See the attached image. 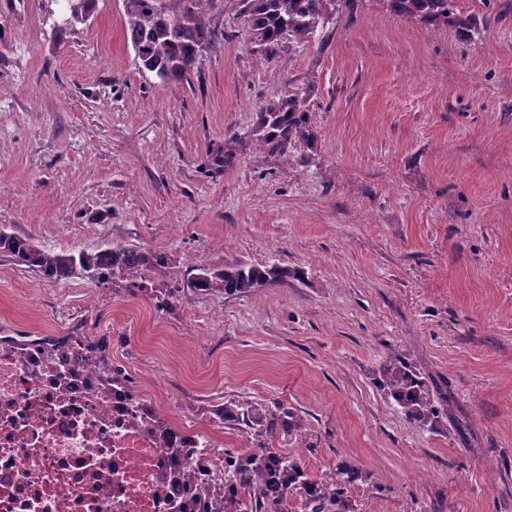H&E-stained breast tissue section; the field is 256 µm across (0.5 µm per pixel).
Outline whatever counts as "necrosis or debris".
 Returning a JSON list of instances; mask_svg holds the SVG:
<instances>
[{
	"instance_id": "necrosis-or-debris-1",
	"label": "necrosis or debris",
	"mask_w": 512,
	"mask_h": 512,
	"mask_svg": "<svg viewBox=\"0 0 512 512\" xmlns=\"http://www.w3.org/2000/svg\"><path fill=\"white\" fill-rule=\"evenodd\" d=\"M45 347L0 336V512H202L169 477L141 395L100 385L77 343L53 363ZM184 445L196 478L223 472L205 430Z\"/></svg>"
}]
</instances>
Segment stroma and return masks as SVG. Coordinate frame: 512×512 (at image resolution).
I'll return each instance as SVG.
<instances>
[{
  "label": "stroma",
  "instance_id": "35a3bbf8",
  "mask_svg": "<svg viewBox=\"0 0 512 512\" xmlns=\"http://www.w3.org/2000/svg\"><path fill=\"white\" fill-rule=\"evenodd\" d=\"M61 5L0 0V225L169 265L58 281L0 255V336L103 340L174 426L228 448L248 443L213 407L286 404L279 448L315 476L354 465L353 512H512V0H457L471 37L326 0L312 42L272 56L220 0L217 44L169 82L140 67L123 0L56 35ZM288 91L309 135L271 154L253 134ZM231 263L303 276L186 288ZM394 351L447 396L437 428L379 388Z\"/></svg>",
  "mask_w": 512,
  "mask_h": 512
}]
</instances>
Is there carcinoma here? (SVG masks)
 <instances>
[{"label":"carcinoma","instance_id":"obj_1","mask_svg":"<svg viewBox=\"0 0 512 512\" xmlns=\"http://www.w3.org/2000/svg\"><path fill=\"white\" fill-rule=\"evenodd\" d=\"M125 29L142 69L162 81L185 78L196 68L202 50L216 44V32L210 14L215 0H178L180 7L170 10L159 0H123ZM239 15L248 24L251 42L259 49L274 53L284 36L296 43L311 42L324 17L325 0H236ZM457 0H387L396 14L427 22H453L466 32L477 30L474 14L463 15ZM305 100L297 92L281 96L262 113L260 142L282 149L294 137L302 135ZM0 254L55 280H67L85 274L100 282L134 279L144 270L160 271L168 257L160 251H144L110 244L77 254L57 253L37 245L30 237L0 228ZM299 271L277 264H230L222 268H198L186 286L196 291L234 295L281 282ZM88 360L99 369L101 380L116 388L128 386L124 375L110 364L103 345L86 346ZM378 385L401 406L405 417L422 426L435 425L443 418L427 382L414 371L405 356L395 352L383 365ZM215 420L235 427L240 433L258 435V447L247 451L224 449V476L199 481L188 467V449L181 447L177 434L163 418L154 427L168 434L166 454L170 474L189 484L206 504V512H289L296 497L304 501L307 512H351L345 499L347 483L354 472L342 462L336 470L315 478L300 464L275 447L296 423L288 407L274 408L258 403L228 400L212 410Z\"/></svg>","mask_w":512,"mask_h":512}]
</instances>
